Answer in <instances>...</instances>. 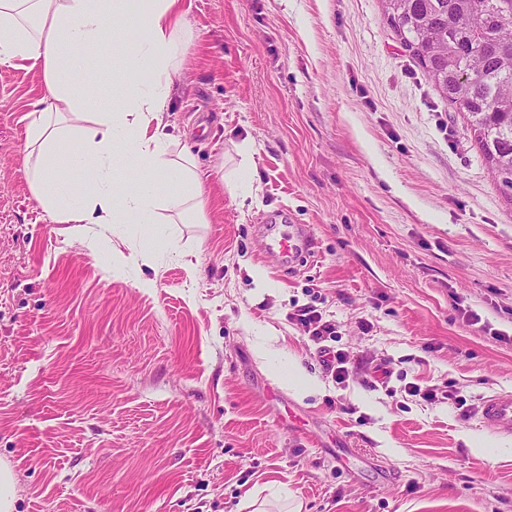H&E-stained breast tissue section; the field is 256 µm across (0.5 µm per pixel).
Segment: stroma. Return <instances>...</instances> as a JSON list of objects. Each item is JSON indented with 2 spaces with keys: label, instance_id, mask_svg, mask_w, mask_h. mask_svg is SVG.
Masks as SVG:
<instances>
[{
  "label": "stroma",
  "instance_id": "35a3bbf8",
  "mask_svg": "<svg viewBox=\"0 0 512 512\" xmlns=\"http://www.w3.org/2000/svg\"><path fill=\"white\" fill-rule=\"evenodd\" d=\"M168 120L207 174L182 258L112 278L129 230L64 236L32 196L39 68L0 66V462L14 512H512V436L473 412L512 391V204L462 114L405 53L381 0H191ZM249 143L259 203L222 177ZM307 224L282 270L263 224ZM272 283L257 290L246 268ZM314 305L350 357L337 383L288 316ZM478 321L468 320V313ZM275 334L278 360L255 350ZM299 363L321 393L274 375ZM445 388L446 390H442L436 385H433L422 391L420 386L415 383H410V385L405 387V392L410 396H419L422 400L430 403L448 399V401H452L458 409H463L464 406H466L467 399L460 395L457 389H451L452 387L448 386V384L445 385Z\"/></svg>",
  "mask_w": 512,
  "mask_h": 512
}]
</instances>
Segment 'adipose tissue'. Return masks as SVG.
Instances as JSON below:
<instances>
[{
  "instance_id": "adipose-tissue-1",
  "label": "adipose tissue",
  "mask_w": 512,
  "mask_h": 512,
  "mask_svg": "<svg viewBox=\"0 0 512 512\" xmlns=\"http://www.w3.org/2000/svg\"><path fill=\"white\" fill-rule=\"evenodd\" d=\"M185 0H0V66L41 67L43 90L27 115L25 151L32 195L55 224L151 225L141 250L113 252L110 266L152 264L162 246L178 251L161 229L166 213L206 221L203 178L178 152L166 114L190 34ZM120 57L94 67L110 86L99 104L76 65L88 48ZM141 176L122 183L127 166ZM80 181H72V174Z\"/></svg>"
}]
</instances>
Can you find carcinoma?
<instances>
[{
	"mask_svg": "<svg viewBox=\"0 0 512 512\" xmlns=\"http://www.w3.org/2000/svg\"><path fill=\"white\" fill-rule=\"evenodd\" d=\"M401 46L448 104L512 204V0H384Z\"/></svg>",
	"mask_w": 512,
	"mask_h": 512,
	"instance_id": "cac0c4a2",
	"label": "carcinoma"
}]
</instances>
